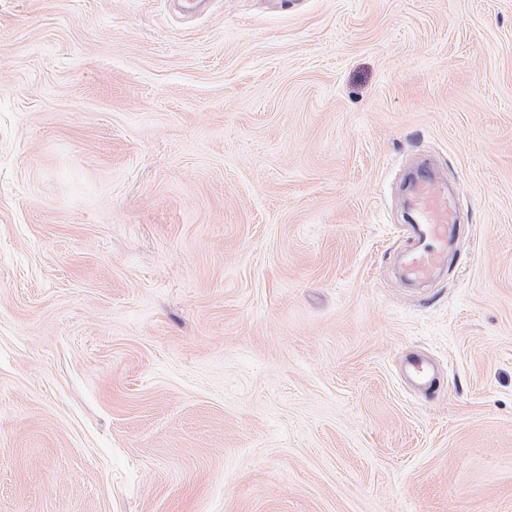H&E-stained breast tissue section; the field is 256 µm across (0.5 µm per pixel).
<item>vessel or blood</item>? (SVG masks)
Listing matches in <instances>:
<instances>
[{"instance_id": "vessel-or-blood-1", "label": "vessel or blood", "mask_w": 512, "mask_h": 512, "mask_svg": "<svg viewBox=\"0 0 512 512\" xmlns=\"http://www.w3.org/2000/svg\"><path fill=\"white\" fill-rule=\"evenodd\" d=\"M410 206L414 213L416 245L405 260V274L425 282L446 262L448 243L459 230V215L448 197V185L430 173H420L413 185Z\"/></svg>"}]
</instances>
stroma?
Segmentation results:
<instances>
[{"mask_svg": "<svg viewBox=\"0 0 512 512\" xmlns=\"http://www.w3.org/2000/svg\"><path fill=\"white\" fill-rule=\"evenodd\" d=\"M0 512H512V0H0ZM417 244L405 260V275L418 282L431 279L448 257V241L459 230V215L448 198V185L430 173L415 179L410 200Z\"/></svg>", "mask_w": 512, "mask_h": 512, "instance_id": "stroma-1", "label": "stroma"}]
</instances>
